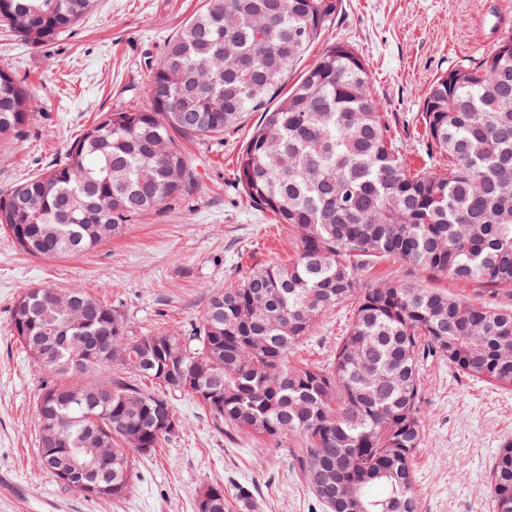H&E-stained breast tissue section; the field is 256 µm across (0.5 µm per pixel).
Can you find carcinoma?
I'll return each instance as SVG.
<instances>
[{"label": "carcinoma", "instance_id": "cac0c4a2", "mask_svg": "<svg viewBox=\"0 0 512 512\" xmlns=\"http://www.w3.org/2000/svg\"><path fill=\"white\" fill-rule=\"evenodd\" d=\"M94 7L0 0V25L47 45ZM341 10L342 0H204L151 69L149 108L116 106L61 160L0 193V229L19 252L80 255L140 214L202 191L178 137L222 134L258 112L238 177L252 202L297 233L293 262L214 291L183 334L130 336L115 309L80 288L52 302V288L17 299L14 335L51 375L36 402L42 469L59 477L60 448L112 456V468L64 486L82 492L110 474L114 488L100 497L126 496L130 452L148 456L177 434L159 419L174 416L168 395L184 393L218 424L302 436L305 477L326 512H419L420 358L438 355L468 378L512 387V311L420 280L364 285L359 276L390 256L422 274L512 287V31L433 81L423 139L447 163L411 174L351 45L338 41L298 70ZM30 100L0 69V138L30 123ZM345 303L352 316L331 367L288 365L318 318ZM112 364L133 378L94 377ZM489 496L493 512L512 502L511 440L493 461Z\"/></svg>", "mask_w": 512, "mask_h": 512}]
</instances>
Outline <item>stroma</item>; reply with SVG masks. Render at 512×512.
<instances>
[{
    "instance_id": "obj_1",
    "label": "stroma",
    "mask_w": 512,
    "mask_h": 512,
    "mask_svg": "<svg viewBox=\"0 0 512 512\" xmlns=\"http://www.w3.org/2000/svg\"><path fill=\"white\" fill-rule=\"evenodd\" d=\"M203 0H98L76 29L48 45L0 28V69L31 94L34 118L22 138L0 140V191L59 160L110 107H148L150 68L164 44ZM512 20V0H344L341 15L305 55L312 65L333 43L365 59L381 119L407 167L429 159L419 117L430 84L482 53V41ZM248 116L223 136L188 138L202 193L148 212L125 233L79 256L30 257L0 232V472L29 489L30 512H196L200 494L220 484L226 512H322L298 462L299 436L260 437L216 425L191 395L172 401L175 437L138 458L131 492L120 500L87 497L43 471L36 399L45 377L13 335L16 299L33 288H81L118 310L130 334L184 331L202 320L217 288L250 271L291 262L295 232L253 205L237 176V157L257 122ZM467 301L512 309V288L445 277L428 279ZM350 317L347 306L322 315L289 355L293 365H328ZM421 372L423 441L414 460L420 512H492L488 476L512 438V389L459 375L430 357Z\"/></svg>"
}]
</instances>
